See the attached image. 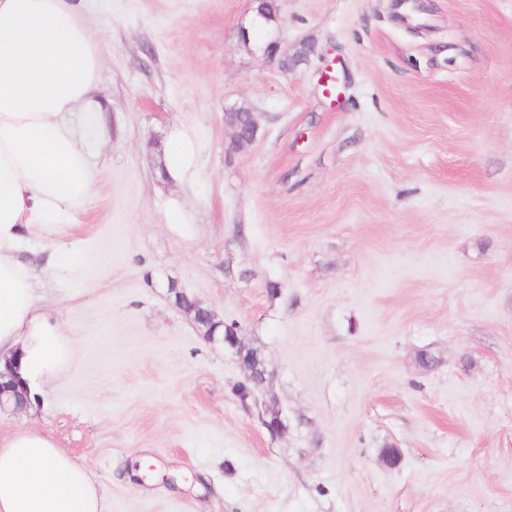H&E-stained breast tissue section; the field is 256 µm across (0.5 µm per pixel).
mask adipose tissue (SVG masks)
<instances>
[{
  "label": "adipose tissue",
  "instance_id": "ef3b65f1",
  "mask_svg": "<svg viewBox=\"0 0 512 512\" xmlns=\"http://www.w3.org/2000/svg\"><path fill=\"white\" fill-rule=\"evenodd\" d=\"M82 0H0V356H18L29 392L61 373L70 347L41 312L39 275L16 258L25 225L72 217L97 190L71 118L100 109L99 42ZM167 172L193 178L196 144L171 133ZM0 512H108L86 465L50 438L0 439Z\"/></svg>",
  "mask_w": 512,
  "mask_h": 512
}]
</instances>
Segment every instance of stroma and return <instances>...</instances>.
<instances>
[{
	"label": "stroma",
	"instance_id": "1",
	"mask_svg": "<svg viewBox=\"0 0 512 512\" xmlns=\"http://www.w3.org/2000/svg\"><path fill=\"white\" fill-rule=\"evenodd\" d=\"M419 2L277 0L245 44L250 0H83L101 190L19 251L71 358L1 438L53 439L110 512H512V0ZM272 36L311 53L281 70ZM240 102L260 130L230 151ZM176 125L188 184L161 174ZM173 283L237 324L266 390L239 398ZM260 420L271 434H277L283 429L284 422L281 418L279 402L274 395H270L269 401L265 402Z\"/></svg>",
	"mask_w": 512,
	"mask_h": 512
}]
</instances>
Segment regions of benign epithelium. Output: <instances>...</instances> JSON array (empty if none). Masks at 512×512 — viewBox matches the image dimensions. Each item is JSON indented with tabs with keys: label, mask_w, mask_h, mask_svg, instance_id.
Segmentation results:
<instances>
[{
	"label": "benign epithelium",
	"mask_w": 512,
	"mask_h": 512,
	"mask_svg": "<svg viewBox=\"0 0 512 512\" xmlns=\"http://www.w3.org/2000/svg\"><path fill=\"white\" fill-rule=\"evenodd\" d=\"M265 4L266 0H252L251 12L254 13V17L250 26H244L241 29L243 42H250V30L270 22ZM224 125L231 131L229 148L232 150L254 142L259 133L256 113L251 109L246 112H236L232 107L224 109ZM169 292L173 294L176 306L192 316L194 323L207 341L221 343L234 349L244 370L256 377V386L260 387L266 383L268 375L266 367L254 351L241 344L239 336L236 335L231 339L225 337L223 320L197 299H189L176 284L169 286ZM18 370V364L10 361L5 364L4 370L0 371V410L10 406L12 410L18 411L28 402V391L18 375ZM260 420L272 434H277L283 429L284 422L275 396H270L269 401L264 404Z\"/></svg>",
	"instance_id": "7a95c632"
}]
</instances>
